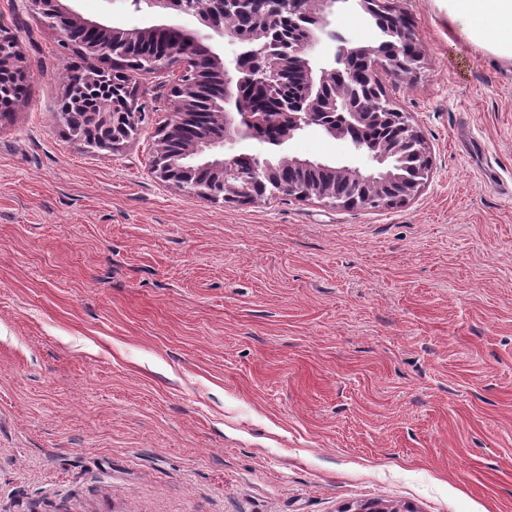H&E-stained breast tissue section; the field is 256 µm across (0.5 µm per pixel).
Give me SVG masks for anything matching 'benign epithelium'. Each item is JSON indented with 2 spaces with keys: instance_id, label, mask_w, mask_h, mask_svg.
Returning a JSON list of instances; mask_svg holds the SVG:
<instances>
[{
  "instance_id": "1",
  "label": "benign epithelium",
  "mask_w": 512,
  "mask_h": 512,
  "mask_svg": "<svg viewBox=\"0 0 512 512\" xmlns=\"http://www.w3.org/2000/svg\"><path fill=\"white\" fill-rule=\"evenodd\" d=\"M74 0H27L29 10L38 15L57 33L63 28L86 31L91 38L78 40L74 46L83 52L109 58L115 69L135 65L130 47L167 27L158 21L143 27L122 29L85 17L73 5ZM349 0H307L296 8L298 0H210L206 8L224 14V24L213 25L191 0H149L150 16H163L173 10L195 16L209 30L201 35L184 34L191 46L178 54H167L165 67L175 72L172 88V119L162 130L151 159L153 171L162 180L187 191L195 184V173H208L207 183L196 194L213 201L252 202L268 198L262 189L276 185L283 162L299 168H311L310 160L274 153L265 157L263 178L241 177L236 161L244 155L219 151L242 138H255L273 150L310 126H318L335 138L350 141L354 152L368 156L375 163L370 168L349 164L319 165L329 177L313 185L293 184L288 194L302 199H316L335 207H367L377 198L382 204L405 201L425 183L428 172L426 147L408 116L393 108L381 96L377 77L380 69L403 77L414 72L420 63L419 54H396L389 59L374 45L356 44L329 29V18L336 4ZM255 19L252 31L242 36L233 26L240 10ZM308 19L302 26L299 40L281 37L276 23L283 10ZM392 24L382 33L397 44V49L415 44L412 29L400 15H391ZM221 36L237 44L231 57L218 52L212 43ZM328 38L338 43L330 58L316 55L319 43ZM205 45L210 68L224 75V94L207 102L215 125L224 129L221 140L192 137L177 150L171 148L181 135L185 122L199 111L200 85L198 70L191 59L192 50ZM31 67L19 46L18 36L0 27V98L11 91V80L27 77ZM101 80L100 71L74 72L65 77V103L79 106L86 91ZM112 109L87 112L86 133L81 137L91 151H111L131 138L143 120L145 109L138 105L132 83L112 85ZM390 123L397 134L384 143H363L356 133L369 124ZM342 183L355 191L348 196L338 192Z\"/></svg>"
}]
</instances>
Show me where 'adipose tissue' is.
Segmentation results:
<instances>
[{"mask_svg":"<svg viewBox=\"0 0 512 512\" xmlns=\"http://www.w3.org/2000/svg\"><path fill=\"white\" fill-rule=\"evenodd\" d=\"M450 28L472 45L512 62V0H443Z\"/></svg>","mask_w":512,"mask_h":512,"instance_id":"ef3b65f1","label":"adipose tissue"}]
</instances>
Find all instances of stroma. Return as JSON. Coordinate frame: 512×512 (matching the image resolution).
Returning <instances> with one entry per match:
<instances>
[{
  "label": "stroma",
  "mask_w": 512,
  "mask_h": 512,
  "mask_svg": "<svg viewBox=\"0 0 512 512\" xmlns=\"http://www.w3.org/2000/svg\"><path fill=\"white\" fill-rule=\"evenodd\" d=\"M386 5L421 62L378 78L431 171L404 203L334 208L161 180L166 70L137 77L135 135L89 151L63 79L110 61L0 0L32 71L0 111V512H512V63L442 0ZM331 21L381 40L350 2ZM286 153L370 164L316 126Z\"/></svg>",
  "instance_id": "1"
}]
</instances>
